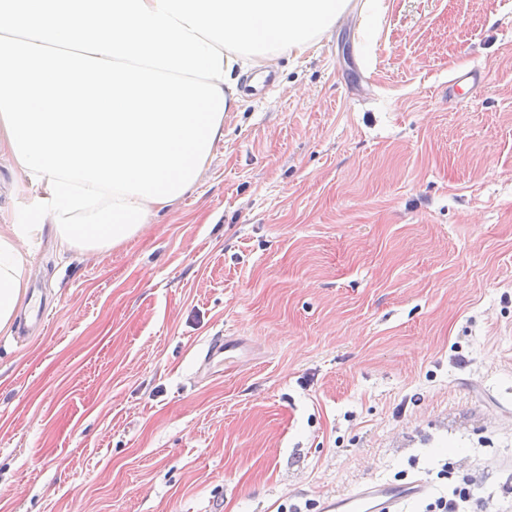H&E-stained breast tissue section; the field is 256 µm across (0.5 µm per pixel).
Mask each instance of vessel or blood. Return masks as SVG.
Returning <instances> with one entry per match:
<instances>
[{
  "label": "vessel or blood",
  "mask_w": 512,
  "mask_h": 512,
  "mask_svg": "<svg viewBox=\"0 0 512 512\" xmlns=\"http://www.w3.org/2000/svg\"><path fill=\"white\" fill-rule=\"evenodd\" d=\"M237 344L227 338L210 342L205 355L206 364H231L236 359ZM428 487L415 479L403 484L368 482L342 494L326 496L321 512H401L403 505L424 498Z\"/></svg>",
  "instance_id": "obj_1"
}]
</instances>
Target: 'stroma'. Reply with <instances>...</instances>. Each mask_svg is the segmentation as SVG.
<instances>
[{"label": "stroma", "instance_id": "35a3bbf8", "mask_svg": "<svg viewBox=\"0 0 512 512\" xmlns=\"http://www.w3.org/2000/svg\"><path fill=\"white\" fill-rule=\"evenodd\" d=\"M387 3L278 59L143 235L31 246L0 512H319L415 477L512 512V0ZM216 336L249 347L221 377Z\"/></svg>", "mask_w": 512, "mask_h": 512}]
</instances>
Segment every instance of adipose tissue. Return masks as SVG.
<instances>
[{"label": "adipose tissue", "mask_w": 512, "mask_h": 512, "mask_svg": "<svg viewBox=\"0 0 512 512\" xmlns=\"http://www.w3.org/2000/svg\"><path fill=\"white\" fill-rule=\"evenodd\" d=\"M352 0H0V155L24 216L0 212V335L29 247L102 254L201 182L244 78L304 55Z\"/></svg>", "instance_id": "1"}]
</instances>
